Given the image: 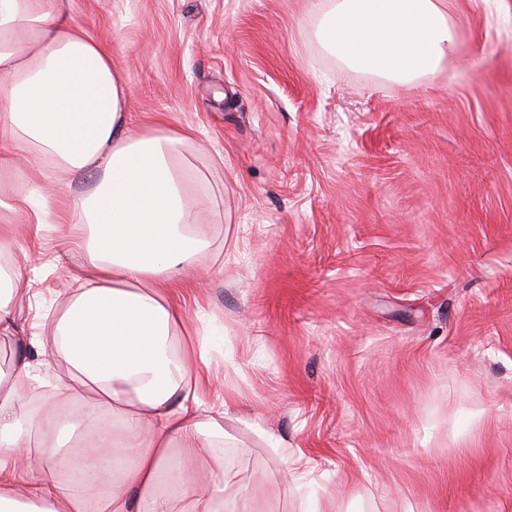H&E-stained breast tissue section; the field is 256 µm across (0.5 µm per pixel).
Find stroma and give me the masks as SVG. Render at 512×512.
Returning a JSON list of instances; mask_svg holds the SVG:
<instances>
[{
    "label": "stroma",
    "instance_id": "35a3bbf8",
    "mask_svg": "<svg viewBox=\"0 0 512 512\" xmlns=\"http://www.w3.org/2000/svg\"><path fill=\"white\" fill-rule=\"evenodd\" d=\"M444 5L459 63L406 88L325 51L307 0H70L214 190L175 298L263 512H512V0ZM14 236L45 335L87 254Z\"/></svg>",
    "mask_w": 512,
    "mask_h": 512
}]
</instances>
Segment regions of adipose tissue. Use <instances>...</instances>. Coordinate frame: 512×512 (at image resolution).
Listing matches in <instances>:
<instances>
[{
    "mask_svg": "<svg viewBox=\"0 0 512 512\" xmlns=\"http://www.w3.org/2000/svg\"><path fill=\"white\" fill-rule=\"evenodd\" d=\"M67 0H0V255L10 227L89 239L88 263L53 316L26 335L0 276V512H223L236 481L224 428L203 400L204 348L173 290L191 277L211 208L187 184V133L132 126L112 55L66 15ZM316 37L345 66L411 86L455 66L443 0H329ZM50 181L23 190L24 168ZM65 372H57L58 363Z\"/></svg>",
    "mask_w": 512,
    "mask_h": 512,
    "instance_id": "1",
    "label": "adipose tissue"
}]
</instances>
